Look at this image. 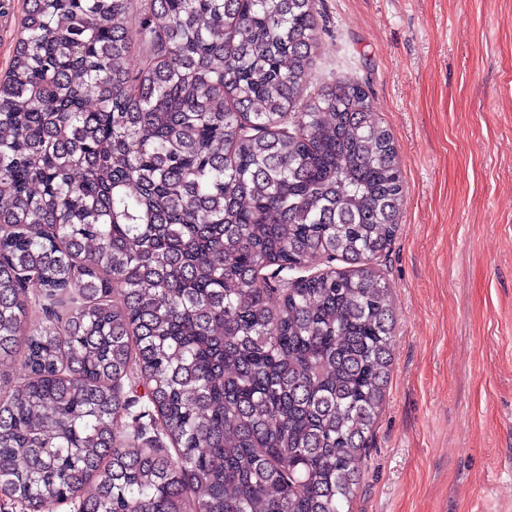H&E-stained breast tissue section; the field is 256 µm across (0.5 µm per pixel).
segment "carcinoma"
Returning <instances> with one entry per match:
<instances>
[{"label": "carcinoma", "mask_w": 512, "mask_h": 512, "mask_svg": "<svg viewBox=\"0 0 512 512\" xmlns=\"http://www.w3.org/2000/svg\"><path fill=\"white\" fill-rule=\"evenodd\" d=\"M26 0L0 80V491L29 512H344L385 396L403 181L315 0ZM136 45L149 49L131 71ZM348 264L275 290L262 271ZM81 301L27 328L25 284ZM279 293L272 305L271 295ZM142 382L175 455L121 435Z\"/></svg>", "instance_id": "obj_1"}]
</instances>
